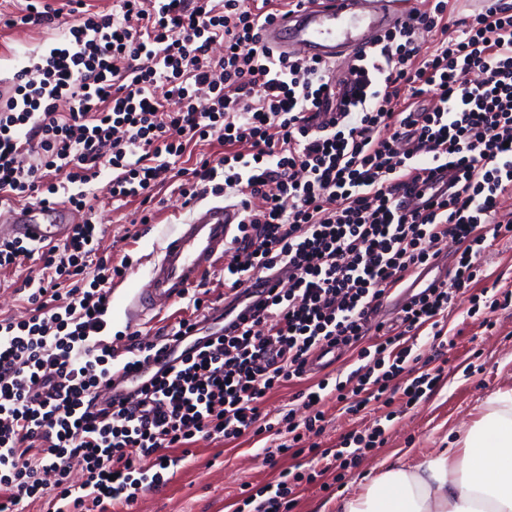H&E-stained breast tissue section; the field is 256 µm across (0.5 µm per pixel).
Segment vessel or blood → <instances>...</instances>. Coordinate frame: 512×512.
<instances>
[{
  "mask_svg": "<svg viewBox=\"0 0 512 512\" xmlns=\"http://www.w3.org/2000/svg\"><path fill=\"white\" fill-rule=\"evenodd\" d=\"M410 10V0H309L298 11L265 24L260 43L284 55L299 49L310 60L333 62L369 49L377 37L405 22ZM78 221L72 210L37 206L17 213L13 223L0 225V240L59 241ZM243 221L241 209L226 202L193 208L189 219L160 247L148 285L136 298L140 313L179 298L198 283L223 257Z\"/></svg>",
  "mask_w": 512,
  "mask_h": 512,
  "instance_id": "vessel-or-blood-1",
  "label": "vessel or blood"
}]
</instances>
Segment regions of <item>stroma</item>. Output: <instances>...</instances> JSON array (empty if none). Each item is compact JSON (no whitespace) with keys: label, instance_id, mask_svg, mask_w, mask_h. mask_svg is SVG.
I'll return each instance as SVG.
<instances>
[{"label":"stroma","instance_id":"obj_1","mask_svg":"<svg viewBox=\"0 0 512 512\" xmlns=\"http://www.w3.org/2000/svg\"><path fill=\"white\" fill-rule=\"evenodd\" d=\"M60 35L59 30L34 33L25 29L0 26V77H9L23 67L31 51L47 46ZM162 210L150 231L138 240L127 234L137 216L136 203L116 207L107 180L98 184L96 219L105 235L101 251L114 260L129 256L122 285L112 294L110 334L115 348L126 344L128 330L141 331L151 339L161 319L185 307V300L160 303L147 315H136L133 298L146 288L148 271L164 239L189 216L177 194L163 187ZM483 286L512 290V241L494 243L481 257ZM39 274V263L25 261L16 269L0 275V314L25 317L26 311L16 294L27 277ZM481 286L456 293L448 307V338L445 348L422 343L424 357L435 359L443 369L439 388L428 399L406 405L402 395H395L391 406H376L371 414L352 413L334 396L325 399V420L320 434L310 436L319 448L339 444L351 433L367 434L376 419H383L384 441L367 450L360 463L344 472L340 486H332V473L317 476L316 463L306 456L278 458L269 465L261 455L260 443L242 437L231 443L201 441L188 456L179 461L166 485L145 493L135 512H253L246 506L243 485L260 487L273 481L285 468L301 467L315 473L312 483L302 484L295 493L292 512H334L337 498L358 494L374 477L393 462L410 465L430 457L446 447L457 433L467 430L481 415L485 398L498 389L512 388V306L491 313V326H484L482 315L468 316L471 297Z\"/></svg>","mask_w":512,"mask_h":512}]
</instances>
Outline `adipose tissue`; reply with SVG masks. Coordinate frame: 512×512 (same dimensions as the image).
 Here are the masks:
<instances>
[{
    "label": "adipose tissue",
    "instance_id": "ef3b65f1",
    "mask_svg": "<svg viewBox=\"0 0 512 512\" xmlns=\"http://www.w3.org/2000/svg\"><path fill=\"white\" fill-rule=\"evenodd\" d=\"M336 512H512V388L485 401V411L436 456L389 465Z\"/></svg>",
    "mask_w": 512,
    "mask_h": 512
}]
</instances>
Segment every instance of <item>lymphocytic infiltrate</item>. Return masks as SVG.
<instances>
[{"label":"lymphocytic infiltrate","instance_id":"f902f5d3","mask_svg":"<svg viewBox=\"0 0 512 512\" xmlns=\"http://www.w3.org/2000/svg\"><path fill=\"white\" fill-rule=\"evenodd\" d=\"M304 0H114L111 12L87 0H22L7 27H63L58 41L31 54L0 101V206L31 198L82 215L60 243L34 247L0 240V271L38 259L42 275L27 297V318L0 319V512H131L141 493L167 482L169 448L200 440L276 436L279 454L320 456L347 469L385 430L349 434L339 447L303 448L324 418L305 392L308 414L268 422L262 403L280 383L302 377L318 348L353 346L392 288L463 243L440 286L402 307L346 380L320 381L354 410L384 400L406 375V405L440 376L415 373L419 337L448 343V306L480 281V255L512 238V7L458 18L448 0L412 8L409 19L347 64L354 99L334 130L311 134L329 103L331 64L274 58L258 31ZM69 25H62L64 12ZM433 33L431 46L419 30ZM223 43L220 56L210 53ZM216 139L223 155L182 158L192 143ZM457 168L452 191L432 209L399 212L400 194L427 184L425 163ZM110 174L113 200L138 202L140 223L156 217L158 180L171 174L183 207L213 195L236 198L239 233L224 249L225 314L243 303L255 275L278 286L236 334L209 335L205 293L189 296L188 316L153 338L127 335L124 351L105 337L112 285L129 258L100 255L95 185ZM207 333L169 373L135 391L127 405L100 397L115 368L147 364L157 346ZM80 480H72L73 468ZM303 473L248 494L254 512H291Z\"/></svg>","mask_w":512,"mask_h":512}]
</instances>
